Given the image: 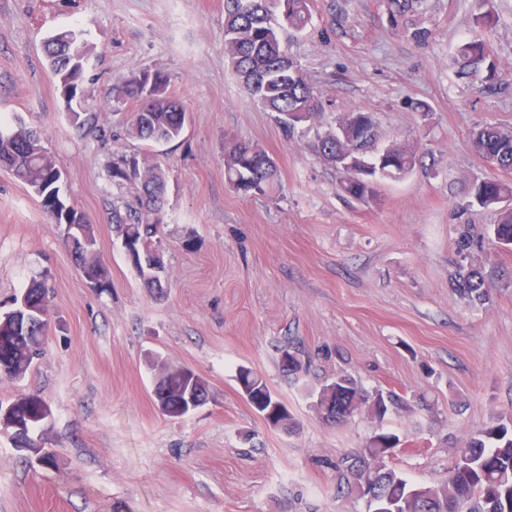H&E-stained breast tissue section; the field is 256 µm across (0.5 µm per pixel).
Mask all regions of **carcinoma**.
Wrapping results in <instances>:
<instances>
[{"label": "carcinoma", "instance_id": "carcinoma-1", "mask_svg": "<svg viewBox=\"0 0 512 512\" xmlns=\"http://www.w3.org/2000/svg\"><path fill=\"white\" fill-rule=\"evenodd\" d=\"M492 0H479L474 26L492 28L496 14ZM421 0H390L393 17L402 18L417 11ZM224 53L248 94L266 111L275 114L282 128L290 132L303 123L316 122L325 112L321 97L304 71L282 46L280 28L274 23L267 0H224ZM288 25L303 30L311 19L310 0H288L283 14ZM43 52L54 78L70 100L76 98V80L84 64L72 58L69 30L53 32L43 41ZM452 62L456 73L494 90L501 76V63L490 42L478 35L462 39L454 48ZM168 78L161 71H143L116 88L115 102L135 103L127 122L130 132L140 140L166 144L178 139L185 128L186 112L167 95ZM12 136L0 137V168L6 169L42 200L41 207L50 223L64 228L63 240L83 275L97 279L101 288L110 287L108 270L101 258L93 224L82 215L78 229L64 226L62 213H54L50 204L64 201L63 177L56 162L42 145L36 132L21 120L10 126L0 117V129ZM377 130L369 112L349 110L340 114L336 130L319 137L315 149L325 162L336 165L341 155L352 160L343 169L341 190L367 201L377 195V183L383 177H397L412 171L418 161L414 147L392 143L375 146ZM472 150L497 170L512 172V130L485 126L472 133ZM224 175L237 192L265 196L277 179V165L259 146L228 138L224 142ZM112 180L140 184L139 207L112 210V223L122 247H130L128 262L144 287L162 293L167 287L165 263L159 255L161 241L158 226L160 200L165 190V173L160 164L135 155H120L112 163ZM469 206L498 209V219L488 225L486 235L474 236L469 224L456 225L458 263L457 288L469 302L484 305L491 301L492 285L479 268L465 265L472 252L489 241L497 247L512 249V182L494 176L477 179L469 188ZM51 320L32 319L22 325L15 318L0 317V378H19L43 354ZM282 371L292 376L305 374L308 363L297 351L281 350ZM240 390L247 393L255 410L266 414L273 426H295L288 408L271 394L266 382L254 371L242 367L236 375ZM208 397L205 381H183L172 375L157 382V405L166 416L179 418L188 391ZM314 406L328 423L347 422L362 408L378 420L385 419L395 405L396 394L364 390L358 380L341 374L325 381L312 393ZM20 420L32 431L41 422L42 406L35 398L16 406ZM399 437L390 431L375 434L354 458L336 463L339 488L367 500L369 512H512V415L501 416L490 426L466 438L458 448L447 481L440 486L409 483L399 472L377 463V449L395 448ZM368 491H363L364 486Z\"/></svg>", "mask_w": 512, "mask_h": 512}]
</instances>
